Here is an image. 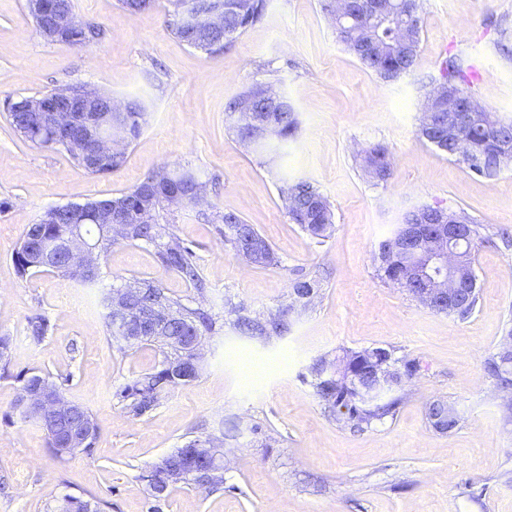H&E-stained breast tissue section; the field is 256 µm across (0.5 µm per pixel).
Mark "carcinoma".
Here are the masks:
<instances>
[{"label":"carcinoma","mask_w":512,"mask_h":512,"mask_svg":"<svg viewBox=\"0 0 512 512\" xmlns=\"http://www.w3.org/2000/svg\"><path fill=\"white\" fill-rule=\"evenodd\" d=\"M222 2L224 5L223 40L205 36L195 45V48L206 53L224 50V46L231 43L237 35L259 22L264 15L266 0H222ZM419 10L420 4L417 3L411 26V46L407 51L397 45V28L406 22V17L402 14L375 21L367 28L347 20L339 21L334 24L336 40L382 80L394 81L410 72L415 65L421 33ZM97 35V28L89 24L72 33L65 44L83 47ZM436 84L446 86L463 100L475 99L469 81V68L465 67L456 55H450L442 61ZM237 100L238 97H232L226 105V111L232 119L233 130L240 140H246L250 144L264 148L275 140L282 142L295 136L298 129L297 113L286 96L279 95L281 112L278 125L275 127L276 134L257 141L247 139L253 115L238 110ZM129 106V116L121 121V125L127 139L132 140L140 133L144 112L141 102L137 99L129 101ZM8 110L12 126L26 140L42 147H59L66 151L78 165H83L82 160L66 142L45 136L31 126L25 113L18 110V102L8 104ZM430 126L429 116L422 114L419 125L421 137L448 156L458 158V154L448 142L437 141L430 135ZM462 137L471 141L473 145L484 148L487 142L495 138L512 137V121L500 125L498 118L484 109L462 130ZM511 163L512 152H493L487 157V165L482 169L474 170V173L491 178ZM175 188L193 196L199 190L206 191V184L194 177L187 179L183 173L169 174L163 181H154L149 177L129 192L113 198L112 206L125 212L129 218V228L123 240L155 245L163 266L179 273L201 292L204 290V283L192 263L191 251L172 239L168 228L162 224L165 219V197ZM286 208L293 223L299 225L310 236L325 239L331 235L333 214L330 204L311 183L300 180L288 186ZM222 223L224 235L229 237L239 255L262 266L275 263L270 245L252 225L245 223L233 212L224 213ZM68 224L69 219L65 215L57 216L50 223L40 224L42 240L52 242L58 239ZM14 261L19 273L23 276L32 270H43L41 253L33 247L29 234L23 235L15 251ZM411 264V256L401 254L395 257L390 265L384 260L380 261V270L388 279L399 277L405 280V288L412 294L416 284L408 279ZM134 287L141 289L138 299L142 303L161 300L176 313L168 326L167 335L202 336L212 329L213 319L206 310L183 305L180 301L168 296L157 282L141 280L136 282ZM318 290L319 282L316 280L298 281L293 286L296 301L304 305L309 303L310 296L317 294ZM230 312L236 315L235 325L250 336L264 337L273 333L278 334L285 327L283 316L280 314L261 321L241 314L235 307L231 308ZM151 342L159 344L163 349L164 359L160 367L140 375L121 391L125 408L135 416L151 412L172 389L187 383V380L183 379L182 367L189 364V355L179 351L162 338L154 337ZM379 364L398 371L397 381L400 383L412 378L417 372L416 362L411 360L403 362L394 357L391 350L381 347L345 353L339 365L336 366V376L333 381L325 376V361H320L312 368L315 376L314 388L325 408L332 413L342 415L346 425L355 431H363L373 422L394 415L401 403V397L393 393L379 400L366 401L362 395L363 388L353 382V377ZM487 368L503 386H512V350L501 348L488 360ZM45 433L48 447L58 458L91 452L97 438V434L94 433L84 444L76 447L71 443L63 442L50 429L45 430ZM199 470H206L210 474V483L206 489L214 491L224 487L223 456L220 455L205 462L194 455L191 441L162 456L145 471L142 479L146 482L149 495L161 501L167 497V494L160 493L162 486L170 487L180 482L196 484ZM110 508L112 504L108 502L65 494L57 501L53 512H106Z\"/></svg>","instance_id":"carcinoma-1"}]
</instances>
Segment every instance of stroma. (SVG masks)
I'll return each mask as SVG.
<instances>
[{
  "mask_svg": "<svg viewBox=\"0 0 512 512\" xmlns=\"http://www.w3.org/2000/svg\"><path fill=\"white\" fill-rule=\"evenodd\" d=\"M73 5L102 28L79 48L45 40L27 0H0V336L13 344L0 369V512H49L66 493L107 501L111 512H512V389L486 370L512 336V247L498 236L512 231V165L481 177L419 134L424 95L452 54L471 68L476 100L512 119V60L496 48L512 41V0H422L416 64L391 82L337 42L322 0H266L262 19L212 54L172 34L167 0L139 14L120 0ZM256 83L295 106L293 140L260 150L237 138L225 105ZM71 85L145 108L141 133L112 174H90L11 126L8 101ZM377 145L390 162L383 181L360 167L363 150ZM163 171L207 184L200 205L167 212L204 291L165 269L144 242L102 253L92 284L19 274L13 254L47 209L118 197ZM299 180L330 202L325 240L288 216L282 191ZM426 205L465 211L484 227L473 250L478 301L467 318L430 309L378 270L380 243ZM225 212L253 225L276 265L236 253L219 219ZM305 278L321 288L304 306L293 285ZM140 279L207 310L215 324L203 337L198 378L136 417L120 393L159 367L163 353L155 343L117 342L103 299ZM233 305L258 318L283 314L288 329L247 336ZM35 317L47 324L38 341L29 332ZM375 347L420 369L403 382L395 416L355 433L325 411L310 369ZM23 374L50 376L90 409L99 423L92 454H52L44 431L14 409ZM436 400L456 413L453 432L432 427L427 407ZM229 418L239 424L232 437ZM199 437L224 450L223 489L180 483L155 501L144 471Z\"/></svg>",
  "mask_w": 512,
  "mask_h": 512,
  "instance_id": "obj_1",
  "label": "stroma"
}]
</instances>
